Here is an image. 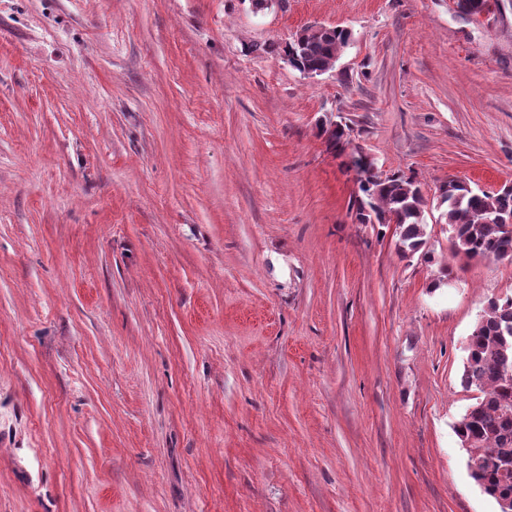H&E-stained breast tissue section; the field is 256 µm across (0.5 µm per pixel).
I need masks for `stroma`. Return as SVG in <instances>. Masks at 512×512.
Returning a JSON list of instances; mask_svg holds the SVG:
<instances>
[{"label": "stroma", "instance_id": "1", "mask_svg": "<svg viewBox=\"0 0 512 512\" xmlns=\"http://www.w3.org/2000/svg\"><path fill=\"white\" fill-rule=\"evenodd\" d=\"M307 25L314 78L261 50ZM356 150L512 184V5L0 0V512H498L454 426L512 261L403 257ZM322 25L306 26L297 31L291 39L288 40L291 46L282 54V59L288 65L294 66L296 59V48L304 45V31L312 28H321ZM352 34L348 29L339 27H328L326 29L314 30L308 34L302 54L296 66L293 67L299 72L308 69L302 73L310 78L321 75L335 67L339 59V52L349 45ZM313 70V71H311ZM315 70H320L314 72ZM322 71V72H321ZM349 131L347 125L342 123H336L334 128H332V123L329 126H323L322 133L325 136L328 149L337 155L343 154L349 144Z\"/></svg>", "mask_w": 512, "mask_h": 512}]
</instances>
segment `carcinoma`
Masks as SVG:
<instances>
[{
  "instance_id": "obj_1",
  "label": "carcinoma",
  "mask_w": 512,
  "mask_h": 512,
  "mask_svg": "<svg viewBox=\"0 0 512 512\" xmlns=\"http://www.w3.org/2000/svg\"><path fill=\"white\" fill-rule=\"evenodd\" d=\"M498 5L496 0H457V8L478 16ZM352 34L339 27L308 34L295 69L326 72L335 67L339 52L349 45ZM327 147L341 155L349 144V128L341 123L322 127ZM442 223L448 225L452 251L467 259L512 260V234L498 222L512 217V187L476 193L465 184L448 180L441 189ZM366 204L377 218L395 216L399 243L409 250L425 245L424 212L427 201L412 176L396 172L382 180L359 182L355 205ZM467 358L461 384L481 393L455 426L460 441L470 443V453L479 461L472 479L494 500L512 498V474L502 470L512 462V297L488 300L466 346Z\"/></svg>"
}]
</instances>
